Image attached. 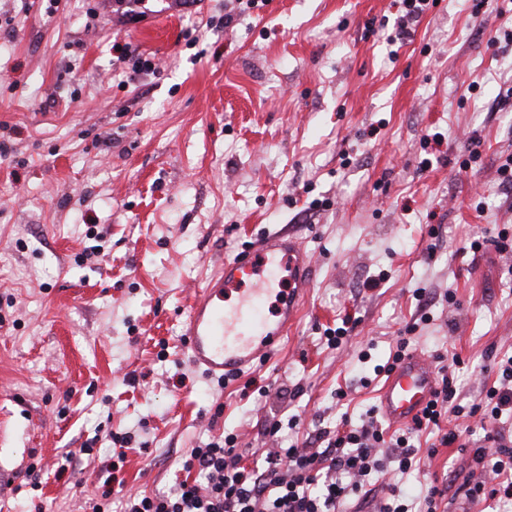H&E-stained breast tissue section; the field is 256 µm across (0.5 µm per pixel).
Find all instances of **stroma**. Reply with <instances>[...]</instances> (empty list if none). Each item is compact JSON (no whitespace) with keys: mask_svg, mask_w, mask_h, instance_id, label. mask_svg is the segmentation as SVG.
<instances>
[{"mask_svg":"<svg viewBox=\"0 0 512 512\" xmlns=\"http://www.w3.org/2000/svg\"><path fill=\"white\" fill-rule=\"evenodd\" d=\"M224 3L130 0V22L113 0H0V512H120L108 476L121 496L168 491L188 448L225 432L253 463L284 408L301 445L359 421L402 339L444 355L465 405L512 353V249L494 244L512 226V11L436 0L394 50V0H268L227 29ZM125 47L154 71L127 80ZM287 225L314 261L308 297L270 359L218 386L185 358L189 302ZM90 226L104 257L85 253ZM344 321L340 349L319 345ZM128 428L121 454L109 435ZM441 429L456 441L406 488L452 470L446 512H504L461 487L480 416Z\"/></svg>","mask_w":512,"mask_h":512,"instance_id":"1","label":"stroma"}]
</instances>
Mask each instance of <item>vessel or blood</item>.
I'll list each match as a JSON object with an SVG mask.
<instances>
[{"mask_svg":"<svg viewBox=\"0 0 512 512\" xmlns=\"http://www.w3.org/2000/svg\"><path fill=\"white\" fill-rule=\"evenodd\" d=\"M312 261L292 232H268L225 259L196 295L185 322L190 361L222 378L253 369L272 355L297 319L311 280ZM431 361L407 353L378 392V407L392 426H404L433 399Z\"/></svg>","mask_w":512,"mask_h":512,"instance_id":"1","label":"vessel or blood"}]
</instances>
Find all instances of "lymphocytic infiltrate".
<instances>
[{"label":"lymphocytic infiltrate","instance_id":"f902f5d3","mask_svg":"<svg viewBox=\"0 0 512 512\" xmlns=\"http://www.w3.org/2000/svg\"><path fill=\"white\" fill-rule=\"evenodd\" d=\"M497 385L486 391L481 407L456 403L449 379H442L434 400L412 425L388 432L375 409L359 422L320 429L317 447L292 444L269 449L260 464L244 466V449L233 433L200 443L183 462L196 482L181 481L169 491L128 496L122 512H339L352 498H370L373 484L386 492L378 512H438L444 496L437 481L419 495L405 494V475L420 464L416 442L438 428L448 415L483 413L493 423L484 445L474 448L464 485L467 498L512 501V438L499 422L512 416V355L496 363Z\"/></svg>","mask_w":512,"mask_h":512}]
</instances>
